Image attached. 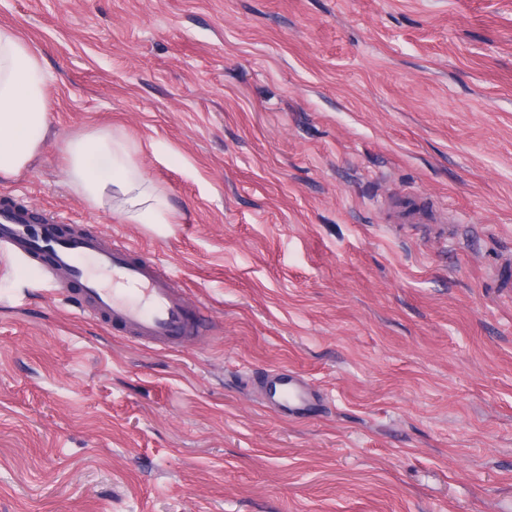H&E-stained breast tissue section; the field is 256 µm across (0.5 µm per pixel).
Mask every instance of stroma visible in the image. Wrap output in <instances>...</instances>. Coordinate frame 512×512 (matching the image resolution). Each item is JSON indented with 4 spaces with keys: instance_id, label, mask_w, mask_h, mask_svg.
<instances>
[{
    "instance_id": "obj_1",
    "label": "stroma",
    "mask_w": 512,
    "mask_h": 512,
    "mask_svg": "<svg viewBox=\"0 0 512 512\" xmlns=\"http://www.w3.org/2000/svg\"><path fill=\"white\" fill-rule=\"evenodd\" d=\"M54 80L0 201L207 307L159 348L0 264V512H512V0H0ZM122 134L171 221L68 185ZM445 224H395L408 193ZM285 369L309 417L262 406Z\"/></svg>"
}]
</instances>
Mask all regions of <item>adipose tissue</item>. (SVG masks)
Here are the masks:
<instances>
[{
  "instance_id": "1",
  "label": "adipose tissue",
  "mask_w": 512,
  "mask_h": 512,
  "mask_svg": "<svg viewBox=\"0 0 512 512\" xmlns=\"http://www.w3.org/2000/svg\"><path fill=\"white\" fill-rule=\"evenodd\" d=\"M53 76L16 29L0 27V178L28 168L49 132L46 89ZM67 178L96 208L132 224L171 221L167 197L145 176L134 151L120 136L101 131L67 141Z\"/></svg>"
}]
</instances>
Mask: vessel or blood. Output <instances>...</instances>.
<instances>
[{
    "instance_id": "obj_1",
    "label": "vessel or blood",
    "mask_w": 512,
    "mask_h": 512,
    "mask_svg": "<svg viewBox=\"0 0 512 512\" xmlns=\"http://www.w3.org/2000/svg\"><path fill=\"white\" fill-rule=\"evenodd\" d=\"M432 209L416 197L404 198L397 207L398 223L434 219ZM53 227L54 217L36 216L0 204V256L34 260L46 279L64 272L74 286L72 300L83 313L128 333L136 342L173 346L200 338L202 306L190 301L173 274L155 261L133 259V249L120 238L82 231L58 240L44 254L30 224ZM266 388L280 391V405L289 416L305 415L313 393L295 378L266 377Z\"/></svg>"
}]
</instances>
